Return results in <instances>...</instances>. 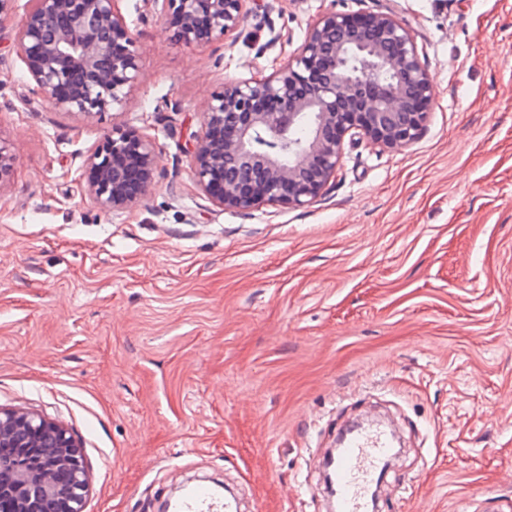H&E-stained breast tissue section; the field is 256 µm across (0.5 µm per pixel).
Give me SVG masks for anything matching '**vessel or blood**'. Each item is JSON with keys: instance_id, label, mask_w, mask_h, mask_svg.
<instances>
[{"instance_id": "vessel-or-blood-1", "label": "vessel or blood", "mask_w": 512, "mask_h": 512, "mask_svg": "<svg viewBox=\"0 0 512 512\" xmlns=\"http://www.w3.org/2000/svg\"><path fill=\"white\" fill-rule=\"evenodd\" d=\"M392 450L389 433L381 426L355 428L342 435V447L328 461L333 476L336 512H373L371 487L386 468ZM170 512H236L233 498L210 486L184 488L169 504Z\"/></svg>"}]
</instances>
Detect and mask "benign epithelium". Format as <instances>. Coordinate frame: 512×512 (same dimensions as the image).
Listing matches in <instances>:
<instances>
[{
  "instance_id": "obj_1",
  "label": "benign epithelium",
  "mask_w": 512,
  "mask_h": 512,
  "mask_svg": "<svg viewBox=\"0 0 512 512\" xmlns=\"http://www.w3.org/2000/svg\"><path fill=\"white\" fill-rule=\"evenodd\" d=\"M122 0H27L19 52L32 94L56 109L91 117L122 106L139 73L136 38ZM175 39L203 46L235 33L247 0H164ZM436 89L415 38L391 12L321 14L299 52L268 76L224 84L201 105L203 128L191 159L193 176L213 204L248 212L263 205L303 207L336 174L348 136L384 150L416 142ZM309 121L304 140L295 128ZM15 157L0 140V184ZM87 191L105 210L127 207L153 185L154 142L114 127L87 158ZM41 448L33 461L0 468V497L14 512H43L59 495L57 474L73 471L70 512H85L90 489L81 442L63 425L0 408V445Z\"/></svg>"
}]
</instances>
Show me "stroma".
Instances as JSON below:
<instances>
[{
  "instance_id": "stroma-1",
  "label": "stroma",
  "mask_w": 512,
  "mask_h": 512,
  "mask_svg": "<svg viewBox=\"0 0 512 512\" xmlns=\"http://www.w3.org/2000/svg\"><path fill=\"white\" fill-rule=\"evenodd\" d=\"M26 7L0 17V407L80 440L85 512H158L211 479L254 512H329L311 457L379 406L405 446L378 512H512V0H252L203 47L123 0L140 76L89 118L32 96ZM331 10L408 25L438 87L424 133L346 138L307 206L216 207L191 173L201 102ZM115 126L155 140L158 170L106 212L86 159Z\"/></svg>"
}]
</instances>
